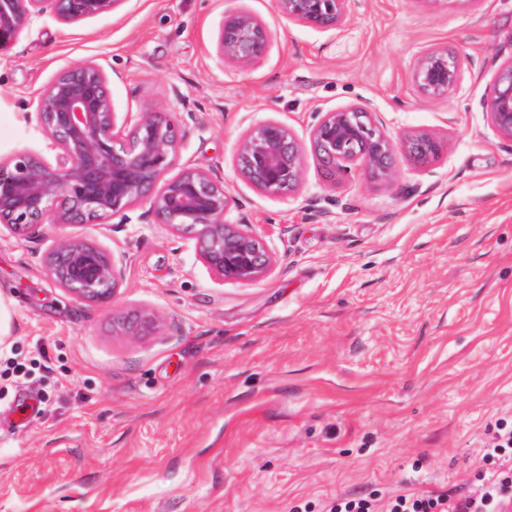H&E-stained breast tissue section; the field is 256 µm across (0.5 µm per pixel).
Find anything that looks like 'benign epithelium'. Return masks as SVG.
I'll use <instances>...</instances> for the list:
<instances>
[{"instance_id": "benign-epithelium-1", "label": "benign epithelium", "mask_w": 512, "mask_h": 512, "mask_svg": "<svg viewBox=\"0 0 512 512\" xmlns=\"http://www.w3.org/2000/svg\"><path fill=\"white\" fill-rule=\"evenodd\" d=\"M126 0H0V48H7L34 19L51 13L64 24L115 12ZM350 0H275L277 12L318 30L335 29L349 16ZM270 33L253 13L232 9L215 40L221 61L238 67L260 62ZM462 59L446 47L431 46L416 58L412 78L427 98H443L455 89ZM110 77L95 61H83L59 73L40 91L36 112L55 153V163L29 153L0 164V227L19 239L32 238L45 224H98L107 218L126 223L128 212L146 207L141 217L166 224L176 233H192L202 262L222 279L254 282L274 271L262 236L248 224H227L234 200L224 182L208 171L177 164L183 131L169 113L145 107L119 115L112 106ZM483 108L497 135L512 141V58L490 83ZM314 152L329 177L361 172L388 182L391 157L404 153L419 169L432 166L444 142L425 132L392 138L366 103L319 113L311 130ZM240 175L256 190L280 194L304 178L302 147L290 129L270 119L247 128L236 146ZM50 279L75 297L111 301L125 277V266L106 247L85 238L62 235L43 257ZM112 322L132 340L152 335L160 315L150 309L114 315Z\"/></svg>"}]
</instances>
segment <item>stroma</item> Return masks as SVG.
Here are the masks:
<instances>
[{
	"label": "stroma",
	"instance_id": "35a3bbf8",
	"mask_svg": "<svg viewBox=\"0 0 512 512\" xmlns=\"http://www.w3.org/2000/svg\"><path fill=\"white\" fill-rule=\"evenodd\" d=\"M270 31L254 67L221 63L229 4ZM320 31L274 0H127L72 24L44 15L0 52V162L46 154L36 98L69 66L102 64L115 111L167 108L179 165L224 181L225 219L276 261L223 280L192 235L131 217L0 233V358L48 366L0 389V512H313L336 495L473 481L486 426L512 420V141L482 100L512 58V0H350ZM463 58L447 97L422 96L415 57ZM370 103L387 132L441 137L418 170L327 181L312 150L294 191L267 195L236 170L241 133L268 119L308 141L318 113ZM113 249L114 301H80L41 258L59 234ZM153 309L156 335L112 332Z\"/></svg>",
	"mask_w": 512,
	"mask_h": 512
}]
</instances>
